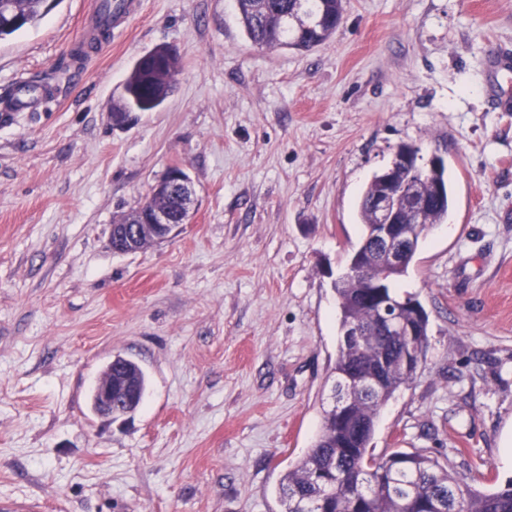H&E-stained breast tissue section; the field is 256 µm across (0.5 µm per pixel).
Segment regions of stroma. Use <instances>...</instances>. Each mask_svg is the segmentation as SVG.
I'll use <instances>...</instances> for the list:
<instances>
[{
	"label": "stroma",
	"instance_id": "stroma-1",
	"mask_svg": "<svg viewBox=\"0 0 512 512\" xmlns=\"http://www.w3.org/2000/svg\"><path fill=\"white\" fill-rule=\"evenodd\" d=\"M93 3L57 0L0 41V94L54 90L0 117V512H281L279 482L323 424L356 201L403 143L443 156L453 204L398 281L428 348L371 452L511 481L512 111L485 62L512 47V0H346L310 52L253 45L235 0H140L73 74ZM162 44L180 60L171 94L113 125L134 62ZM173 165L191 221L113 251V222ZM118 354L148 385L107 422L89 394ZM45 96L44 85L29 80H21L11 88V95L3 112H28L34 107L36 99Z\"/></svg>",
	"mask_w": 512,
	"mask_h": 512
}]
</instances>
